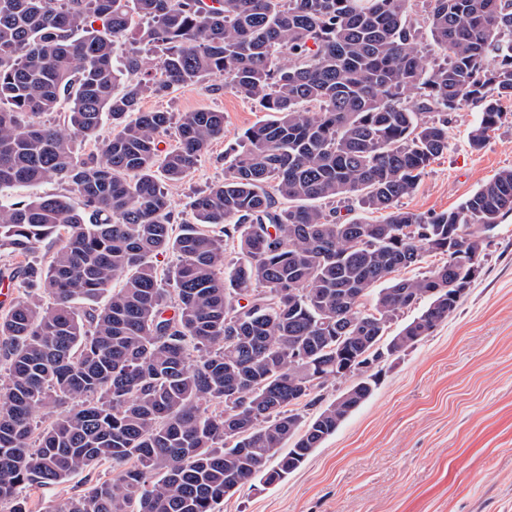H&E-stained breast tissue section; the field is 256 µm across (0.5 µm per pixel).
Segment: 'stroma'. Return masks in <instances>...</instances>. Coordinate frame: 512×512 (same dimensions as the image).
I'll return each instance as SVG.
<instances>
[{
    "label": "stroma",
    "instance_id": "stroma-1",
    "mask_svg": "<svg viewBox=\"0 0 512 512\" xmlns=\"http://www.w3.org/2000/svg\"><path fill=\"white\" fill-rule=\"evenodd\" d=\"M146 111L223 113L224 136L181 184L168 187L176 222L190 221L195 192L224 177L226 154L268 120L258 104L210 82L143 99ZM480 149L469 133L481 108L448 117V148L404 209L456 208L512 168V102ZM222 512H512V214L484 245L479 272L448 319L380 365L369 399L300 468L262 491L227 497Z\"/></svg>",
    "mask_w": 512,
    "mask_h": 512
}]
</instances>
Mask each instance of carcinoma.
I'll list each match as a JSON object with an SVG mask.
<instances>
[{"label": "carcinoma", "instance_id": "obj_1", "mask_svg": "<svg viewBox=\"0 0 512 512\" xmlns=\"http://www.w3.org/2000/svg\"><path fill=\"white\" fill-rule=\"evenodd\" d=\"M423 12L436 68L412 0H0V190L68 187L0 204V253L18 259L0 281L19 288L0 313V506L31 512L23 492L108 464L55 512H221L299 468L376 377L305 418L328 382L455 310L469 241L512 213V169L449 211L400 200L448 150V113L481 106L474 149L501 122L512 0ZM135 26L158 63L122 52ZM217 77L271 118L176 225L165 185L224 137V113L174 123L141 100ZM63 102L66 129L40 121ZM105 119L100 153L80 152ZM350 200L381 219L341 218ZM48 238L50 262L28 261ZM428 254L446 261L399 276Z\"/></svg>", "mask_w": 512, "mask_h": 512}]
</instances>
